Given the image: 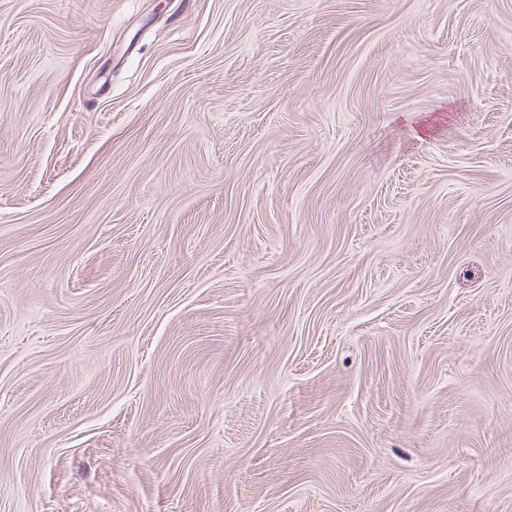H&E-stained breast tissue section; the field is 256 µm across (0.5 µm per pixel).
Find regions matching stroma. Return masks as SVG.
<instances>
[{
    "mask_svg": "<svg viewBox=\"0 0 512 512\" xmlns=\"http://www.w3.org/2000/svg\"><path fill=\"white\" fill-rule=\"evenodd\" d=\"M0 512H512V0H0Z\"/></svg>",
    "mask_w": 512,
    "mask_h": 512,
    "instance_id": "stroma-1",
    "label": "stroma"
}]
</instances>
